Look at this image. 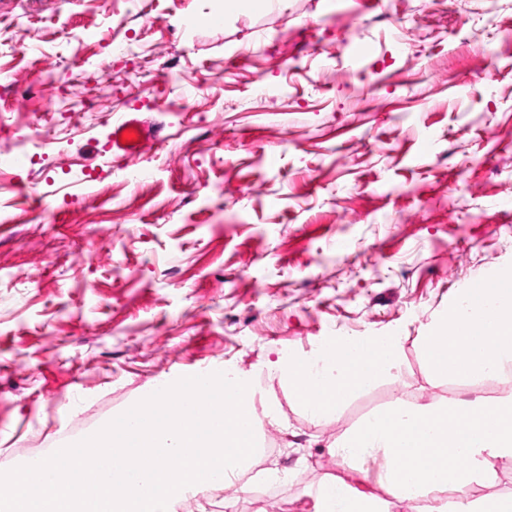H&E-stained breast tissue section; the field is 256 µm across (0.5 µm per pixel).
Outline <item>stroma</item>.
<instances>
[{
  "mask_svg": "<svg viewBox=\"0 0 512 512\" xmlns=\"http://www.w3.org/2000/svg\"><path fill=\"white\" fill-rule=\"evenodd\" d=\"M509 266L512 0H0V472L230 367L276 403L257 465L287 478L184 512H315L328 443L437 395L421 329ZM390 331L398 379L330 420L266 373ZM136 134L137 141L128 140L122 143V135L124 132H132ZM146 128L137 119L124 120L113 126L112 130V154L117 158H128L140 153L147 144Z\"/></svg>",
  "mask_w": 512,
  "mask_h": 512,
  "instance_id": "stroma-1",
  "label": "stroma"
}]
</instances>
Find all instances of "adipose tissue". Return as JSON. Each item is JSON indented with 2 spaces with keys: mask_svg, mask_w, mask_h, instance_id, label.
<instances>
[{
  "mask_svg": "<svg viewBox=\"0 0 512 512\" xmlns=\"http://www.w3.org/2000/svg\"><path fill=\"white\" fill-rule=\"evenodd\" d=\"M498 285L463 291L419 338L429 384L446 387L426 401L397 396L337 436L330 453L362 471L382 462L376 490L326 478L315 490L316 512H387L388 499L411 512H512V493L452 499L446 492L495 485L512 465V392L496 398L458 397L457 387L512 380V269L495 273ZM328 363L312 379L303 358L278 359L275 378L310 418L335 416L367 390L397 376L402 338L389 332L346 342L328 341Z\"/></svg>",
  "mask_w": 512,
  "mask_h": 512,
  "instance_id": "obj_1",
  "label": "adipose tissue"
}]
</instances>
